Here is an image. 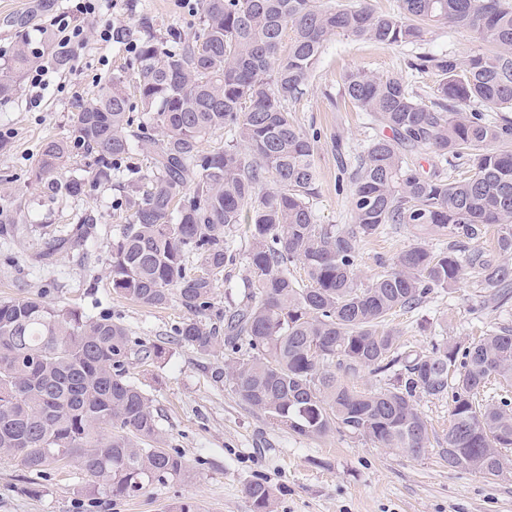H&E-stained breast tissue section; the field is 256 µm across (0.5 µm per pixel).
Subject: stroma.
Here are the masks:
<instances>
[{
    "label": "stroma",
    "mask_w": 512,
    "mask_h": 512,
    "mask_svg": "<svg viewBox=\"0 0 512 512\" xmlns=\"http://www.w3.org/2000/svg\"><path fill=\"white\" fill-rule=\"evenodd\" d=\"M67 5V0H0V67L10 59L17 34L43 45L42 28ZM105 18L116 27L150 23L162 42L172 31L187 41L200 32L197 10L181 0H117L105 17H79L87 41L75 59L59 69L62 87L47 90L41 108L30 109L31 91L25 82L13 98L0 101V130L8 145L0 150V204L24 196L31 203L27 222L33 227L47 219L66 232L77 213L85 212L105 230L91 242L87 256L64 252L48 266L36 260L42 240L34 230L20 237L0 234V300L39 295L89 316L108 312L141 339L168 340L186 316L179 304L146 308L119 297L109 284L111 231L128 218L122 184L91 186L82 200L60 201L48 213L38 206L40 188L30 178L41 142L74 138L82 103L112 74H124L127 88L135 86L132 56L125 45L102 43L96 37ZM43 47L52 53V46ZM477 49L469 33L450 26L433 28L421 45L386 46L343 36L327 43L309 87L289 104L295 121L318 134L313 207L319 223H351L357 158L370 139L383 133L368 113L341 98L343 76L355 69L395 76L431 102L438 77L432 70L413 69L415 57L451 53L462 59ZM413 235L411 226L390 224L363 242L360 279L388 269ZM501 326H512V306L482 303L467 279L434 290L419 308L392 323L408 349L424 353L432 340L465 344ZM168 349L159 361L132 359L129 374L151 396L170 446L188 460L190 470L183 478L151 486L136 497L94 503L88 477L75 467L53 469L43 492L33 496L25 490L30 474L24 465L0 457V512H176L186 500L194 502L198 512H251L245 484L255 476L273 487L275 512H512V470L488 480L451 469L441 459L437 442L413 457L348 433L297 435L214 380L215 369L224 364L223 354L203 355L170 342Z\"/></svg>",
    "instance_id": "35a3bbf8"
}]
</instances>
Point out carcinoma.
Instances as JSON below:
<instances>
[{
    "mask_svg": "<svg viewBox=\"0 0 512 512\" xmlns=\"http://www.w3.org/2000/svg\"><path fill=\"white\" fill-rule=\"evenodd\" d=\"M398 2L378 13L352 0H199L200 36L166 51L149 25L114 28L112 41L136 46L138 101L122 77L110 78L84 101L75 138L44 141L30 175L44 207L84 195L85 178L63 173L76 148L93 158L94 182L125 179L131 214L112 235L113 292L148 308L178 303L187 317L172 341L233 354L215 378L274 424L307 437L348 432L418 456L429 429L416 397L449 392L442 459L493 479L512 449V398L507 389L492 399L481 392L492 380L512 386V328L463 346L437 340L423 353L404 349L388 322L465 277L484 301L498 308L512 301V0ZM440 25L469 32L481 49L463 60L417 57L415 69L438 73L437 101L426 104L397 77L359 69L343 77L341 96L391 135L359 156L352 223H318L317 135L295 123L288 102L303 94L331 38L418 44ZM41 58L18 37L0 68V98L14 95ZM138 108L158 130L146 144L145 170L125 165ZM224 130L228 143L203 148ZM423 149L435 159L429 174L412 161ZM445 163L457 175L445 176ZM188 183L193 194L184 197ZM29 206L21 196L1 204L3 231H18ZM92 223L87 217L63 237L39 225L41 260L83 245ZM241 224L248 274L220 316L217 290L236 264L230 234ZM387 224L446 235L448 247L435 251L418 237L388 270L363 281L360 244ZM492 224L494 254L460 256L456 239L480 240ZM296 268L305 280L292 274ZM241 351L247 357H237ZM166 353V342L134 338L109 314L87 316L39 296L1 300L0 455L37 476L72 462L112 499L182 478L184 455L169 447L153 400L128 373L132 358L158 361ZM336 366L392 382L360 391L336 376ZM245 493L252 512H274L264 479L248 481Z\"/></svg>",
    "mask_w": 512,
    "mask_h": 512,
    "instance_id": "cac0c4a2",
    "label": "carcinoma"
}]
</instances>
